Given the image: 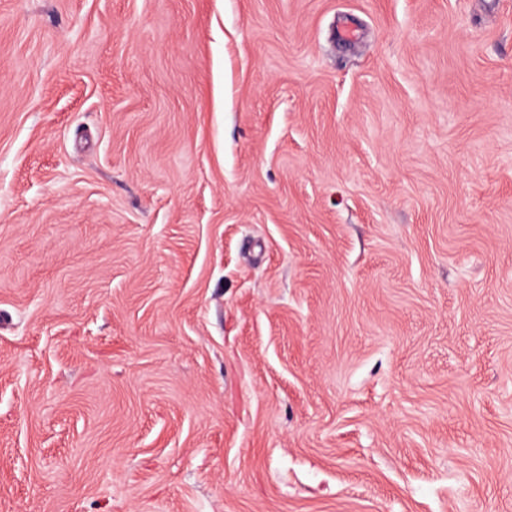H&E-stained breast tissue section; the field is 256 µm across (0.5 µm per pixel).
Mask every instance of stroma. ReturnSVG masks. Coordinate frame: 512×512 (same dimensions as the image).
<instances>
[{
    "instance_id": "1",
    "label": "stroma",
    "mask_w": 512,
    "mask_h": 512,
    "mask_svg": "<svg viewBox=\"0 0 512 512\" xmlns=\"http://www.w3.org/2000/svg\"><path fill=\"white\" fill-rule=\"evenodd\" d=\"M0 512H512V0H0Z\"/></svg>"
}]
</instances>
